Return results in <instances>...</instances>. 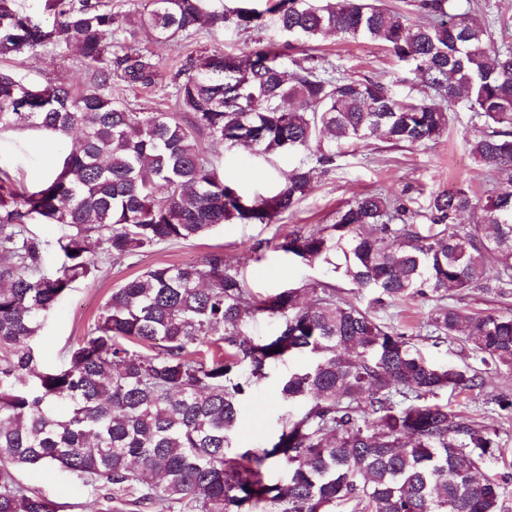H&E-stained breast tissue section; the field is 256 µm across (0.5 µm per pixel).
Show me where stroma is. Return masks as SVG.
Segmentation results:
<instances>
[{
    "label": "stroma",
    "mask_w": 512,
    "mask_h": 512,
    "mask_svg": "<svg viewBox=\"0 0 512 512\" xmlns=\"http://www.w3.org/2000/svg\"><path fill=\"white\" fill-rule=\"evenodd\" d=\"M460 9L470 10L486 20L496 45L512 46V0H456ZM160 61L159 76L153 84H128L114 81L112 94L136 112H174L178 109L175 74L188 59L220 49L238 54L270 42L284 45L289 69L311 65L335 69L338 76L353 79L373 78L392 87L400 97L420 99L425 95L420 83L403 81L404 69L380 42L339 39L327 35L306 51L300 43H288L275 26L274 16H266L262 26L247 30L231 27H202L190 36L168 44L149 40L138 33ZM27 81L47 83L68 81L82 88L92 81L90 70L82 67L76 50L48 47L39 54H17L0 62ZM481 126L471 112L454 113L448 130L435 140L418 147L394 146L377 137L369 146L346 148L334 163L318 168L311 194L283 215L275 224H223L207 236L190 241L162 243L139 255L115 262L97 256L94 275L79 282L48 314L43 328L31 346L40 368L63 364L67 350L87 335L101 307L114 288L140 276L147 269L170 264H202L216 250L236 266L256 297L286 288H309L331 280L337 292L359 307L367 298L341 278H328L323 266H306L275 252V244L288 233L310 231L333 223L339 207L356 196L380 191L405 200L414 212L426 213L433 193L463 186L476 193L488 189L503 192L512 184L490 183L487 168L471 154L469 139L478 136ZM66 143L45 140L38 131L17 130L0 134V166L8 168L18 187L39 185L57 167L67 151ZM206 154L225 176L235 181L248 195H268L284 182L288 170L301 162L312 163L306 153L263 155L249 149L206 146ZM436 296L400 301L374 309L378 321L392 325L416 339L429 358L462 367L480 369L481 363L461 339L436 345L422 329ZM284 364L269 367L267 376L247 393L236 443L256 451L270 447L284 420L301 410L300 404L281 399L277 385L287 372ZM512 393V374L486 373L482 389L466 393L442 392L455 411L481 424L497 429L499 446L482 467L502 487L500 512H512V416H506L493 403L494 395ZM17 479L48 497L64 512H94L98 492L92 485L56 468L21 469Z\"/></svg>",
    "instance_id": "obj_1"
}]
</instances>
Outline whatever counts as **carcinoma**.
Listing matches in <instances>:
<instances>
[{
    "label": "carcinoma",
    "instance_id": "obj_1",
    "mask_svg": "<svg viewBox=\"0 0 512 512\" xmlns=\"http://www.w3.org/2000/svg\"><path fill=\"white\" fill-rule=\"evenodd\" d=\"M0 0V57L52 45L75 48L93 82L80 92L41 86L0 69V133L36 128L78 145L32 192L0 168V512H58L24 486L19 468L56 467L103 490L97 512L159 503L170 512H499L500 483L480 473L498 434L436 401L473 391L470 368L427 359L414 339L336 295L328 282L253 297L214 251L201 265H166L112 290L94 327L62 367L37 372L31 340L72 285L96 270L94 254L124 260L221 224H275L312 192L316 168L296 166L284 186L249 196L207 160L199 140L264 154L308 152L322 167L382 134L419 146L448 129L460 105L482 123L470 152L512 181V47L452 0H419L416 20L378 0H277L280 29L310 44L328 32L383 42L438 99L398 98L381 82L290 71L270 44L241 56L220 50L177 83L179 111L134 112L112 98V79L152 84L160 61L136 30L160 43L200 27L248 29L254 7L217 12L214 0H145L122 21L103 0H43L35 21ZM130 26L129 38L114 37ZM466 212L476 215L461 224ZM426 232L409 209L365 193L334 223L285 236L275 251L326 266L383 305L428 293L512 288V191L432 194ZM65 232L51 242L28 225ZM61 264L50 271L46 253ZM497 275L487 277L488 266ZM280 320L256 341L249 319ZM427 336H463L488 371L512 372V313L434 307ZM138 345L145 351H136ZM304 357L280 392L302 404L271 447L235 443L242 396L276 361ZM282 467L287 477L269 483Z\"/></svg>",
    "mask_w": 512,
    "mask_h": 512
}]
</instances>
